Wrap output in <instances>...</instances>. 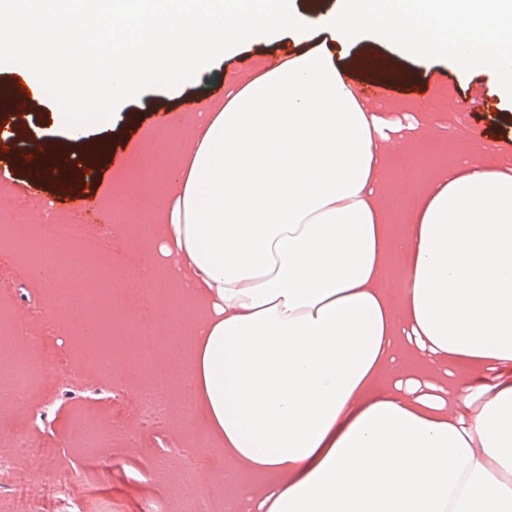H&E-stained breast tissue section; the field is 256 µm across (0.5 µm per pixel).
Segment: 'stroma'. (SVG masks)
I'll return each mask as SVG.
<instances>
[{"mask_svg":"<svg viewBox=\"0 0 512 512\" xmlns=\"http://www.w3.org/2000/svg\"><path fill=\"white\" fill-rule=\"evenodd\" d=\"M288 41L274 35L257 44L255 49H241L218 60L190 88V96L221 99L225 74L241 72L254 61L256 53L265 60L282 55ZM385 54L397 69L411 72L412 80L393 86L385 95H376L377 80L355 69V61L366 54ZM345 63L353 65L354 88L363 92L366 106L388 118L411 113L420 117L424 137L420 149L422 163L409 168L400 159H393L387 179L398 188V196L386 202L394 224H401L403 209L410 201L411 190L425 188L432 176L445 163L442 159L449 146L469 144V163L479 164L494 159L512 163V100L488 96L481 76L460 82L447 60L430 66L417 65L407 56L391 51L377 35L365 32L343 53ZM183 96L175 95L166 85H140L127 99L120 101L118 118L107 131L88 130L85 139L66 141L52 127L51 114L56 105L47 98H34L22 112H0V125L6 126L16 139L42 142L52 147L66 144L69 156L92 152L98 158L89 174L78 176L77 193L59 199L51 181H42L37 191H30L32 165L16 156L9 163L0 162V217L21 225L24 236L46 238L50 224H74L79 238L97 237L105 242L110 259L119 260L128 271L124 284L126 310L133 317L158 315L164 302L146 300L138 272L137 257L141 246L129 232L128 225L112 220L114 209L126 207L135 182L133 165L145 141L158 139L164 163H171L189 137L182 120L187 116ZM475 103L471 111L460 109L462 99ZM454 142H447L448 134ZM50 307L55 317L50 343L31 344V337L41 335L43 328L30 317L32 309ZM0 310L13 315L20 325L10 349L27 347L30 356L42 362L45 373L33 389L21 399L0 401V417L9 421L8 429L0 431V455L13 458L19 471L31 479V490L40 493L46 482L60 476L80 483L86 496L85 512H154L170 501L187 479L179 455L187 449L200 470L217 475L224 470V456L214 448L203 431L202 418L196 410L185 411L181 403L185 393L173 385L170 394L175 402L167 427L154 434L140 427L142 405L141 384L144 371L122 372L115 378L100 375L94 363L84 357L78 339L83 334L82 320H68L63 305L51 289L34 279L28 264L13 242L0 245ZM62 350L74 379L65 383L50 354L51 348ZM120 396L122 408H114L113 396ZM101 437L99 461L90 475L63 471L65 461L87 432ZM37 440L46 448L45 456L32 458L14 448L18 436ZM159 469L165 476L148 480L142 472Z\"/></svg>","mask_w":512,"mask_h":512,"instance_id":"35a3bbf8","label":"stroma"}]
</instances>
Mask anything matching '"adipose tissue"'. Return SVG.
Segmentation results:
<instances>
[{"instance_id": "1", "label": "adipose tissue", "mask_w": 512, "mask_h": 512, "mask_svg": "<svg viewBox=\"0 0 512 512\" xmlns=\"http://www.w3.org/2000/svg\"><path fill=\"white\" fill-rule=\"evenodd\" d=\"M365 31L512 98V0H336L312 22L292 0H0V54L73 138L134 86L296 43L190 115L148 242L193 322L184 374L237 512H512V166L441 171L393 236L383 147L418 124L355 93L336 48Z\"/></svg>"}]
</instances>
